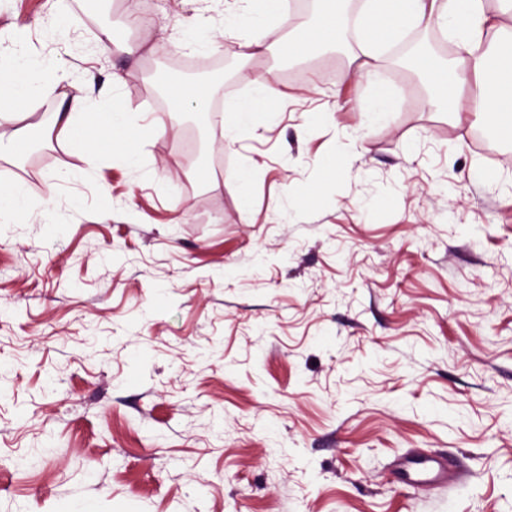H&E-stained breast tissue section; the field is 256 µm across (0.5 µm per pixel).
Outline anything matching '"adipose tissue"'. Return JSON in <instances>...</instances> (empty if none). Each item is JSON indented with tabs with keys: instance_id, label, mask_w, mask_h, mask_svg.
<instances>
[{
	"instance_id": "adipose-tissue-1",
	"label": "adipose tissue",
	"mask_w": 512,
	"mask_h": 512,
	"mask_svg": "<svg viewBox=\"0 0 512 512\" xmlns=\"http://www.w3.org/2000/svg\"><path fill=\"white\" fill-rule=\"evenodd\" d=\"M252 33L241 38L238 52L246 58L265 54L268 46L261 31L267 21L282 17L281 0H245ZM440 29L452 34L459 54L452 59L422 53L411 61L416 73L434 88L425 107L431 112L459 114L460 91L475 85L478 96L470 108L480 121L493 123L500 138L512 139V56L491 52V36L502 32L498 14L488 0H363L358 25L348 56L357 66L360 78L373 80L377 73L380 49L405 31ZM343 35L335 20L308 28L291 29L286 38L289 50L306 53L335 44ZM124 79L113 74L114 94L109 112L99 114L78 84L62 91L58 111L43 114L42 125L58 130L72 146L82 150L88 162H95L98 141L88 129L100 126L111 152L120 154L131 169H138L140 155L135 148L139 119L120 95ZM279 90L273 73L261 75L253 93L246 99L229 102L225 111L236 113V120L224 127V139L234 143L253 129L264 126ZM169 107L164 119L154 122L158 132H166L170 121L196 103L198 111L208 109L205 87H187L179 83L167 89ZM37 78L32 71L20 70L17 60L0 59V124L12 125L33 116L36 109Z\"/></svg>"
}]
</instances>
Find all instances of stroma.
Masks as SVG:
<instances>
[{"label":"stroma","instance_id":"35a3bbf8","mask_svg":"<svg viewBox=\"0 0 512 512\" xmlns=\"http://www.w3.org/2000/svg\"><path fill=\"white\" fill-rule=\"evenodd\" d=\"M242 0H0V55L99 112L231 60L274 70L267 125L143 132L139 170L58 134L0 156V512H512V144L427 111L383 53L389 112L346 55L245 59ZM107 33L110 49L98 45ZM415 456L449 483L403 482ZM12 172L9 169L0 171V223H16L18 212L15 207L14 197L16 191L8 186Z\"/></svg>","mask_w":512,"mask_h":512}]
</instances>
